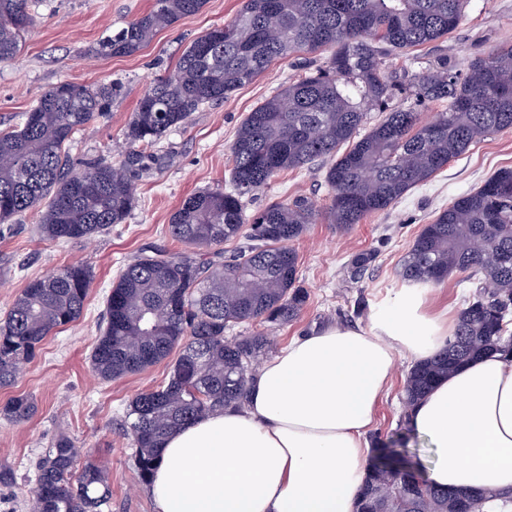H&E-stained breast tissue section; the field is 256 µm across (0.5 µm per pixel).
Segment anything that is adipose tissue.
I'll use <instances>...</instances> for the list:
<instances>
[{
  "label": "adipose tissue",
  "instance_id": "obj_1",
  "mask_svg": "<svg viewBox=\"0 0 512 512\" xmlns=\"http://www.w3.org/2000/svg\"><path fill=\"white\" fill-rule=\"evenodd\" d=\"M453 329L412 286L367 327L328 325L291 339L256 372L244 406L161 441L148 485L158 512H354L374 456L366 434L398 355L426 361ZM406 420L435 451L431 482L512 493V356L462 366Z\"/></svg>",
  "mask_w": 512,
  "mask_h": 512
}]
</instances>
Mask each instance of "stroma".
Listing matches in <instances>:
<instances>
[{"instance_id": "1", "label": "stroma", "mask_w": 512, "mask_h": 512, "mask_svg": "<svg viewBox=\"0 0 512 512\" xmlns=\"http://www.w3.org/2000/svg\"><path fill=\"white\" fill-rule=\"evenodd\" d=\"M154 0H29L36 22L25 34L14 60L0 63V129L21 116L50 87L62 81L119 83L121 93L89 130L67 146L70 171L88 162L121 163L123 133L150 82L172 76L179 57L194 38L232 20L241 0H206L197 14L160 31L130 57L93 55L92 47L113 30L150 11ZM512 41V0H471L464 20L448 38L424 48L426 56H448L458 70L475 57ZM292 60L273 62L253 83L228 99L193 113L187 124L170 132L157 149L152 168L133 179L135 206L124 223L87 242L41 240L35 213L0 223V319L30 279L60 266L81 263L94 274V288L81 318L54 331L15 385L0 388V405L10 397L31 396L37 410L27 421L0 416V467L12 479L0 483V512H27L35 485V464L61 434L83 448L86 460L105 464L112 487V512H155V504L135 467V450L122 433L126 409L138 392L161 385L170 361L120 380L104 382L92 372L90 354L105 315V300L124 262L151 244H168L172 213L190 194L226 187L230 146L248 112L298 77ZM512 168V129L493 134L449 162L427 182L412 189L387 211L369 216L350 232H338L327 220L310 225L294 242L300 285L308 294L300 318L275 330L277 346L330 325H368L372 313L401 288L397 267L424 224L456 197L479 186L500 169ZM320 165L288 171L247 201L248 211L266 204L311 198L329 203L330 189ZM375 258L361 279L351 263L362 253ZM411 359L398 355L396 371L378 407L371 434L400 435L405 414L404 381Z\"/></svg>"}]
</instances>
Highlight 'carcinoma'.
<instances>
[{"instance_id":"cac0c4a2","label":"carcinoma","mask_w":512,"mask_h":512,"mask_svg":"<svg viewBox=\"0 0 512 512\" xmlns=\"http://www.w3.org/2000/svg\"><path fill=\"white\" fill-rule=\"evenodd\" d=\"M206 0H154L152 9L104 37L93 53L131 56ZM469 0H242L224 36L211 32L182 52L176 73L154 80L125 131L126 160L93 161L68 171L67 144L105 114L116 85L60 82L0 131V223L30 211L41 237L54 243L90 239L130 215L132 177L158 160L155 148L192 113L222 102L273 61L326 54L318 65L255 107L231 145L230 187L187 196L167 227L178 250L155 246L123 265L106 299L104 326L91 356L103 381L135 375L180 353L168 381L136 394L126 435L136 448L139 480L149 482L160 440L174 429L246 399L260 360L274 349L268 332L227 337L242 323L273 330L297 320L307 293L288 243L316 222L305 196L271 202L249 214L246 199L285 171L325 165L328 214L341 231L391 208L471 146L512 129V44L474 59L466 74L448 56L416 70L387 65L392 52L435 44L453 32ZM35 23L28 0H0V62L15 57ZM399 97L438 103L430 120ZM379 112L375 122L369 113ZM249 244L224 261V242ZM458 272L485 279L461 310L454 333L431 360L413 365L404 393L412 406L464 362L496 351L512 355V169H501L456 198L423 229L398 276L434 285ZM93 286L90 271L69 264L28 281L0 322V387L36 358L55 329L80 318ZM13 421L33 411L23 396L0 409ZM401 436L381 444L357 512H512V494L478 495L433 486ZM73 440L58 436L38 462L28 512H107L112 491L103 466L79 474Z\"/></svg>"}]
</instances>
